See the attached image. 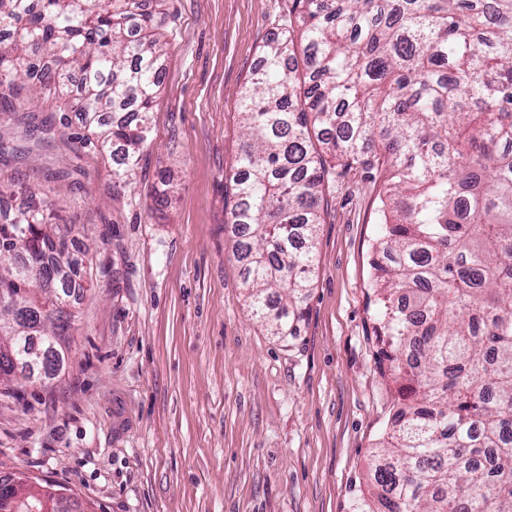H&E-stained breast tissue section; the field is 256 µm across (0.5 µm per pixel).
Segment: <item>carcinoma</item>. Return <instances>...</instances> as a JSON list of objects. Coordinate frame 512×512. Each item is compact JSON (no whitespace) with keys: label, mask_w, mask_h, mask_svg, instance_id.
<instances>
[{"label":"carcinoma","mask_w":512,"mask_h":512,"mask_svg":"<svg viewBox=\"0 0 512 512\" xmlns=\"http://www.w3.org/2000/svg\"><path fill=\"white\" fill-rule=\"evenodd\" d=\"M166 0H0V88L48 63L33 90L60 123L80 116L81 147L112 155L129 180L147 142ZM293 39H273L244 88L232 176L234 255L252 314L296 336L334 166L383 172L371 288L380 364L397 410L368 492L351 512H512V0H295ZM56 176L22 187L0 223V383L28 368L3 337L39 340L46 376L66 360L81 287L74 225L48 201Z\"/></svg>","instance_id":"carcinoma-1"}]
</instances>
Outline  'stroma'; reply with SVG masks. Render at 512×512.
I'll return each mask as SVG.
<instances>
[{
  "instance_id": "35a3bbf8",
  "label": "stroma",
  "mask_w": 512,
  "mask_h": 512,
  "mask_svg": "<svg viewBox=\"0 0 512 512\" xmlns=\"http://www.w3.org/2000/svg\"><path fill=\"white\" fill-rule=\"evenodd\" d=\"M292 0H168L152 135L124 187L79 124L25 135L0 101V181L65 172L53 200L83 265L65 369L0 395V473L83 512H350L396 409L379 364L373 244L382 173L337 167L299 335L268 333L234 257L237 101ZM169 175L161 186V175Z\"/></svg>"
}]
</instances>
